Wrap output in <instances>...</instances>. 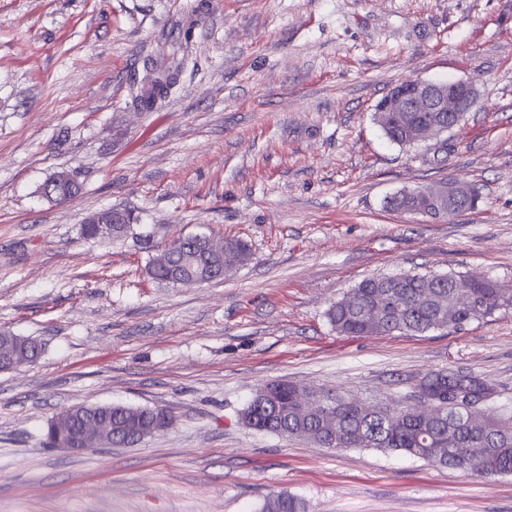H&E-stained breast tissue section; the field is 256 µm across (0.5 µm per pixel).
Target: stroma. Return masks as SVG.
<instances>
[{"label": "stroma", "instance_id": "stroma-1", "mask_svg": "<svg viewBox=\"0 0 512 512\" xmlns=\"http://www.w3.org/2000/svg\"><path fill=\"white\" fill-rule=\"evenodd\" d=\"M179 48L150 108L130 90ZM464 80L476 106L414 147L374 116L398 82ZM74 171L81 193L42 198ZM458 179L474 210L387 208ZM107 208L138 221L84 239ZM247 242L224 280L146 271L178 235ZM475 273L512 289V0H0V331L37 362L0 371V512H512V475L477 478L401 452L334 451L239 414L272 380L391 405L431 371L472 372L512 407V305L456 331L337 334L361 280ZM165 410L130 447H48L64 408ZM133 218L130 215V221L128 224H113V226L107 231L104 230L102 224H106L104 221L95 219V224H83L81 233L84 238L87 239H112L119 240L127 235L132 226ZM301 507L296 498L285 492H273L265 500L261 512H300Z\"/></svg>", "mask_w": 512, "mask_h": 512}]
</instances>
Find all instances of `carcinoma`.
<instances>
[{"instance_id":"carcinoma-1","label":"carcinoma","mask_w":512,"mask_h":512,"mask_svg":"<svg viewBox=\"0 0 512 512\" xmlns=\"http://www.w3.org/2000/svg\"><path fill=\"white\" fill-rule=\"evenodd\" d=\"M438 117L433 112H402L391 118L380 115L381 129L399 146L411 137L414 126ZM399 212L426 208L415 191L393 199ZM131 224H115L106 230L100 224H84L87 239L119 240ZM247 245L236 239L207 234L182 236L159 250L148 261L154 280L176 286L174 270L190 280L203 270L229 274L249 260ZM512 304V289L464 275L398 274L366 278L336 301L328 318L336 331L350 336H385L394 333L421 334L430 330H459L484 320L495 310ZM0 352H12L21 360L38 357L39 344L29 338L0 332ZM435 389V406L417 412L404 410L390 415L364 410L355 397L334 389L322 407L305 409L298 398L304 385L272 382L260 389L241 412L249 427L282 437L304 438L321 448H376L403 451L435 466L452 467L471 475L492 477L512 474V415L486 407H472L482 394L494 392L486 380L447 370L426 375ZM154 415L141 407H112V445L133 429L149 427ZM261 512H301L296 498L274 492Z\"/></svg>"}]
</instances>
